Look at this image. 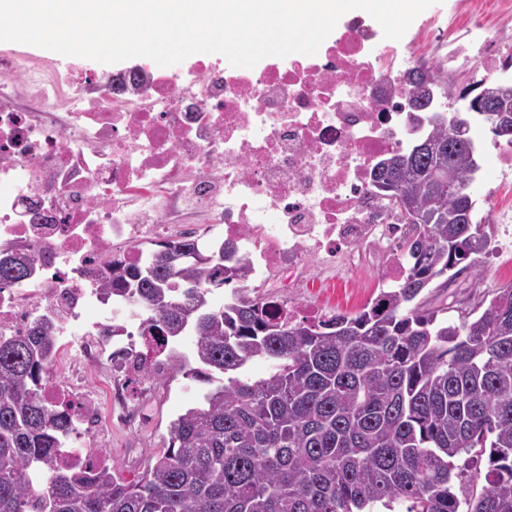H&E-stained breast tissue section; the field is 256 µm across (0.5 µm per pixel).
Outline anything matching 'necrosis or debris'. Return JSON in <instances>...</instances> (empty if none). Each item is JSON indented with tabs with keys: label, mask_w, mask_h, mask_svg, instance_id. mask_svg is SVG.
Masks as SVG:
<instances>
[{
	"label": "necrosis or debris",
	"mask_w": 512,
	"mask_h": 512,
	"mask_svg": "<svg viewBox=\"0 0 512 512\" xmlns=\"http://www.w3.org/2000/svg\"><path fill=\"white\" fill-rule=\"evenodd\" d=\"M350 19L314 59L268 56L254 67L191 57L187 68L146 61L100 84L76 85L54 60L0 52V257H28L26 283L0 289V337L50 319L56 351L41 374L48 402L65 401L74 436L59 460L108 467L95 442L108 421L143 422L126 384L142 378L134 337L105 323L101 274L144 263L143 242L219 234L247 281L288 322L332 314L306 278L344 279L355 294L405 276L411 228L372 189L376 164L429 128L402 80L433 71L439 105L461 102L458 77L512 66V0H461L447 27H423L412 46L379 40ZM496 208L480 218L489 257H512V144L493 146Z\"/></svg>",
	"instance_id": "1"
}]
</instances>
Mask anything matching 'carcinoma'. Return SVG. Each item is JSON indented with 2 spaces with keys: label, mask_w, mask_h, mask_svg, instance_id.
<instances>
[{
  "label": "carcinoma",
  "mask_w": 512,
  "mask_h": 512,
  "mask_svg": "<svg viewBox=\"0 0 512 512\" xmlns=\"http://www.w3.org/2000/svg\"><path fill=\"white\" fill-rule=\"evenodd\" d=\"M405 77L423 88L413 105L430 103L432 74ZM496 89L506 108L483 119L512 128V84ZM438 122L375 168L377 193L417 233L405 279L358 312L282 322L248 296L242 263L224 266L222 242L204 265L169 255L201 249L192 239L158 244L144 266L112 263L106 294L139 300L150 352L165 356L154 380L210 385L131 481L58 463L60 411L41 385L51 324L0 340V512H512V287L457 324L417 301L433 280L477 268L486 245L470 124ZM30 274L29 259L7 257L0 289ZM232 282L231 301L213 305ZM189 334V354L167 344ZM255 360L270 372L252 379ZM462 455L487 456L485 474L456 470Z\"/></svg>",
  "instance_id": "carcinoma-1"
}]
</instances>
